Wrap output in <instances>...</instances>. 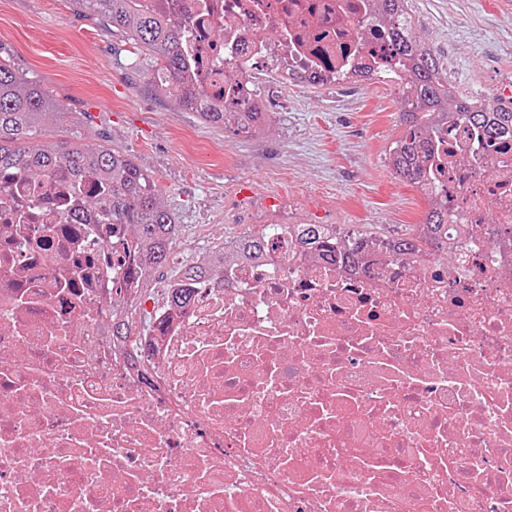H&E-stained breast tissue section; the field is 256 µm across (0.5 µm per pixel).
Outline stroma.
<instances>
[{"mask_svg": "<svg viewBox=\"0 0 512 512\" xmlns=\"http://www.w3.org/2000/svg\"><path fill=\"white\" fill-rule=\"evenodd\" d=\"M411 9L451 86L480 98L505 92L512 83L507 0H412ZM125 47L123 33L73 12L68 0H0V59L82 113L74 132L84 141L132 155L184 227L172 262L147 293L151 306L162 304L180 262L253 220H281L273 209L256 213L253 197L295 204L297 219L346 233L401 234L426 211L414 186L385 162L402 132L389 87L296 89L271 102L264 131L241 134L202 124L152 92L130 69Z\"/></svg>", "mask_w": 512, "mask_h": 512, "instance_id": "35a3bbf8", "label": "stroma"}]
</instances>
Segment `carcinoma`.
Wrapping results in <instances>:
<instances>
[{
    "label": "carcinoma",
    "mask_w": 512,
    "mask_h": 512,
    "mask_svg": "<svg viewBox=\"0 0 512 512\" xmlns=\"http://www.w3.org/2000/svg\"><path fill=\"white\" fill-rule=\"evenodd\" d=\"M74 6L95 13L121 31L131 46L130 65L141 68L146 55L154 60L156 69L146 75V85L156 92L174 97L180 105L198 114L202 123L230 127L237 132L257 131L265 126L266 112H226L221 107L208 106L199 88L184 81L185 58L182 50L184 32L173 26L158 10L136 0H69ZM410 77L418 91L420 106L431 111L448 98V77L443 73L436 53L428 49L411 58ZM458 114L466 127L484 129L487 137H512V108L488 113L465 100L456 101ZM55 116L60 124L77 126L81 117L70 112L41 85L16 73L0 62V188L3 177L10 174L39 176L56 173L81 185L88 180L102 187L92 199L112 217L114 224H127L140 244L138 263L127 272V283L139 284L156 276L171 260L173 246L181 233V225L162 205L157 183L144 173L133 158L103 144L90 145L82 141L56 140L44 129L45 118ZM404 131L397 140L400 145L393 169L402 181L417 185L423 178L422 154L429 145L424 136L426 123L418 112L403 110L400 114ZM267 228L242 232L235 242L250 258H262L268 250ZM304 244L322 242L321 224L301 225ZM210 260L195 255L181 265L176 278L170 281L164 307L181 308L190 304L193 291L180 284L205 281L211 267L224 260V246L207 249Z\"/></svg>",
    "instance_id": "cac0c4a2"
}]
</instances>
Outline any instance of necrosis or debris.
<instances>
[{
  "mask_svg": "<svg viewBox=\"0 0 512 512\" xmlns=\"http://www.w3.org/2000/svg\"><path fill=\"white\" fill-rule=\"evenodd\" d=\"M228 112L384 83L417 107L378 0H145ZM424 247L301 244L193 286L143 334L125 226L90 186L0 189V512H512V140L442 114ZM126 320L127 338L112 335Z\"/></svg>",
  "mask_w": 512,
  "mask_h": 512,
  "instance_id": "1",
  "label": "necrosis or debris"
}]
</instances>
